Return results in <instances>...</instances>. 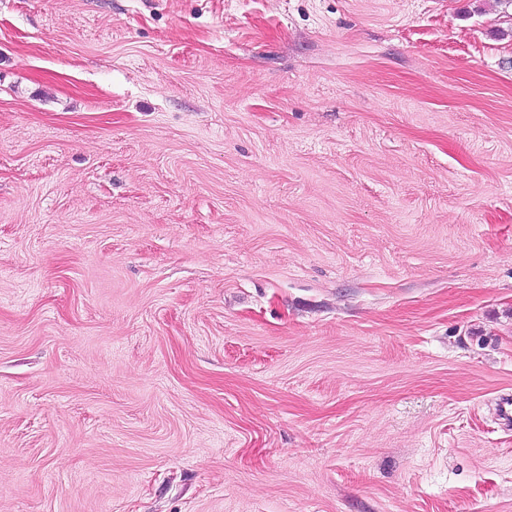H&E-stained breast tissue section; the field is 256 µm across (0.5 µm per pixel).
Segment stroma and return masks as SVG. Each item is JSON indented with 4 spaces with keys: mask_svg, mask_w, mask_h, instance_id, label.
<instances>
[{
    "mask_svg": "<svg viewBox=\"0 0 512 512\" xmlns=\"http://www.w3.org/2000/svg\"><path fill=\"white\" fill-rule=\"evenodd\" d=\"M512 0H0V512H512Z\"/></svg>",
    "mask_w": 512,
    "mask_h": 512,
    "instance_id": "stroma-1",
    "label": "stroma"
}]
</instances>
